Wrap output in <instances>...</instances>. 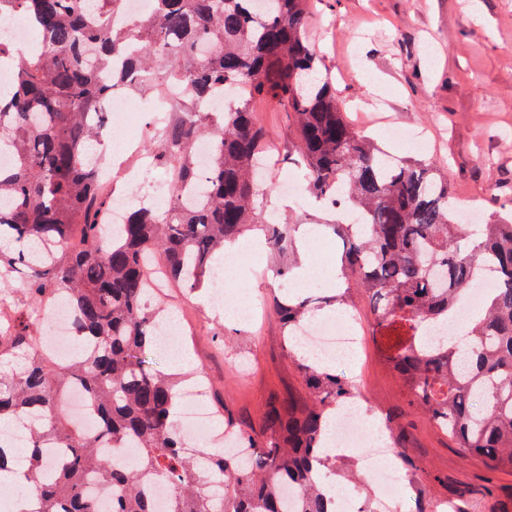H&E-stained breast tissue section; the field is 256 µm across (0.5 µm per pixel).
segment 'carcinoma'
<instances>
[{"label":"carcinoma","mask_w":512,"mask_h":512,"mask_svg":"<svg viewBox=\"0 0 512 512\" xmlns=\"http://www.w3.org/2000/svg\"><path fill=\"white\" fill-rule=\"evenodd\" d=\"M125 2L0 0V18L24 15L47 45L27 56L0 39V61L14 70L0 91V150L13 152L0 166V240L15 244L0 254V304L9 298L26 311L0 332V360L28 352L23 371L0 376V416L26 423L31 449L18 469L0 444V473L31 485L37 512H99L95 486L112 492V512H155V480L171 489V512H336L317 476L335 471L322 441L331 406L351 399L345 377L302 359L309 403L275 399L258 427L224 414V431L246 449L238 456L182 438L181 379L153 366L165 311L145 293L148 256L163 255L169 281L192 292L212 279L224 244L256 225L280 255L295 242L296 225L264 209L271 187L260 183L265 133L255 100L289 112L316 200L329 202L340 183L363 218L328 228L343 241L351 285L368 295L383 357L408 404L462 457L512 471V221L469 233L446 178L429 164L391 159L346 120L332 84L310 79L317 59L305 0H153L150 14L118 28ZM171 58L175 66L158 65ZM122 86L181 93L148 149L168 173L162 206L128 209L107 236L100 216L111 202L89 147L106 135L104 109ZM198 137L214 144L205 171L190 150ZM202 180L201 202L184 206L182 195ZM488 272L495 284L470 328L429 336ZM48 295L68 302L81 343L65 362L36 347L33 312ZM277 301L292 356L309 312L343 299ZM73 385L95 407L96 434L80 433L66 412ZM128 441L138 463L119 466L108 449ZM284 482L297 490L292 501L282 496Z\"/></svg>","instance_id":"obj_1"}]
</instances>
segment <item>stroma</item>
Wrapping results in <instances>:
<instances>
[{
  "mask_svg": "<svg viewBox=\"0 0 512 512\" xmlns=\"http://www.w3.org/2000/svg\"><path fill=\"white\" fill-rule=\"evenodd\" d=\"M309 8V45L319 75L332 81L354 127L387 150L395 145L387 128L403 130L410 157L445 173L455 205L477 208L481 223L511 211L512 0H309ZM367 74L383 89L377 99L365 95ZM253 110L276 162L278 186L267 209L298 223V251L315 252L324 239L322 225L336 215L306 191L284 108L258 101ZM278 263L264 249L259 265L228 275L230 286H242L243 296L259 305L247 324L214 308L209 292L189 299L173 287L164 296L173 317L192 326L183 352L191 370L211 381L207 403L223 401L255 425L270 397L308 399L302 374L285 352L281 318L268 301L281 289L273 277ZM334 367L347 378L362 374L365 424L386 418L402 438L385 459L410 480L401 512L423 506L433 512L444 501L453 512H512V472L462 457L426 413L408 406L373 336H366L354 361L340 358Z\"/></svg>",
  "mask_w": 512,
  "mask_h": 512,
  "instance_id": "obj_1",
  "label": "stroma"
}]
</instances>
